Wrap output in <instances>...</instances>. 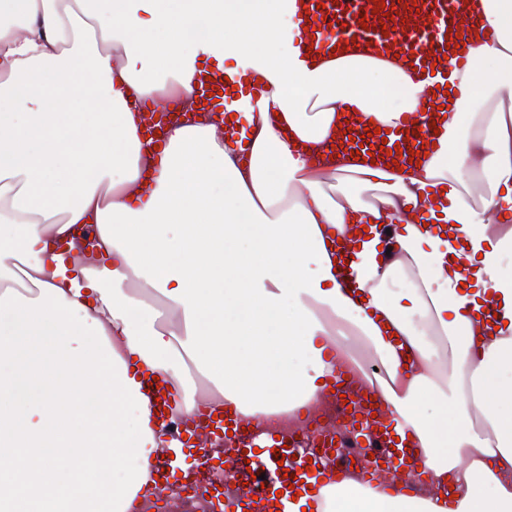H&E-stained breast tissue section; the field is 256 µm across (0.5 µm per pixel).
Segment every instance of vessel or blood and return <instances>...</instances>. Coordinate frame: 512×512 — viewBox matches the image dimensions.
I'll return each instance as SVG.
<instances>
[{
	"label": "vessel or blood",
	"instance_id": "1",
	"mask_svg": "<svg viewBox=\"0 0 512 512\" xmlns=\"http://www.w3.org/2000/svg\"><path fill=\"white\" fill-rule=\"evenodd\" d=\"M392 7L389 16L374 11L373 0H298L299 13L306 18L305 29L300 30L302 47L311 54H324L352 46L372 53L390 54L410 64L414 74L433 85H446L453 65L461 63L457 48L459 39H471L473 22L467 12L465 0H384ZM389 27L391 35H383L382 27ZM241 88L240 108L257 113L261 110L264 91L246 82L242 71L213 72L212 76H198L195 93L204 103V111H211L209 93ZM430 118L421 114L409 115L398 127L390 129L388 136L365 137L363 128L353 127L344 138L345 148L360 151L361 155H374L381 163L388 162V153L396 146H407L422 153L434 140ZM164 382L147 381L145 390L154 397V407L161 420H169L172 397L166 396ZM346 421H358L364 440L381 437L388 452H376L367 459L362 469L366 483L381 481L385 467L403 466L417 471L420 461L415 449L406 440L398 439L388 417L373 414L370 400L353 403L345 414ZM203 427L209 428L216 439L234 437L242 448L249 450L252 477L248 481L249 496L232 498L224 493L223 480L195 484L198 497L208 498L213 512H287L295 495L308 487L322 484L327 462H336L337 476H344L345 468L339 463V442L328 431L302 430L301 435L311 443L309 449L297 451L285 445L283 439L249 433L242 428L236 413L224 410L216 416H205ZM283 449L284 462L275 459L276 449Z\"/></svg>",
	"mask_w": 512,
	"mask_h": 512
}]
</instances>
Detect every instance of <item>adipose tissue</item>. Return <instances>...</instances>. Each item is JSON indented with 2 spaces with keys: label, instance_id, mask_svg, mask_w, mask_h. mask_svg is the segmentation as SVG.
<instances>
[{
  "label": "adipose tissue",
  "instance_id": "obj_1",
  "mask_svg": "<svg viewBox=\"0 0 512 512\" xmlns=\"http://www.w3.org/2000/svg\"><path fill=\"white\" fill-rule=\"evenodd\" d=\"M475 2L485 30L451 111L402 171L342 155L336 133L399 126L432 84L366 54L301 60L295 0H0V294L61 288L128 378L169 382L177 416L228 405L270 430L304 420L360 343L439 493L347 479L290 512H512V0ZM228 59L266 89L249 147L218 121L153 146L142 105L190 106L201 62ZM77 224L98 240L74 259ZM345 224L368 227L353 293L335 270ZM452 224L471 275L451 269ZM490 296L504 325L487 339L473 326Z\"/></svg>",
  "mask_w": 512,
  "mask_h": 512
}]
</instances>
